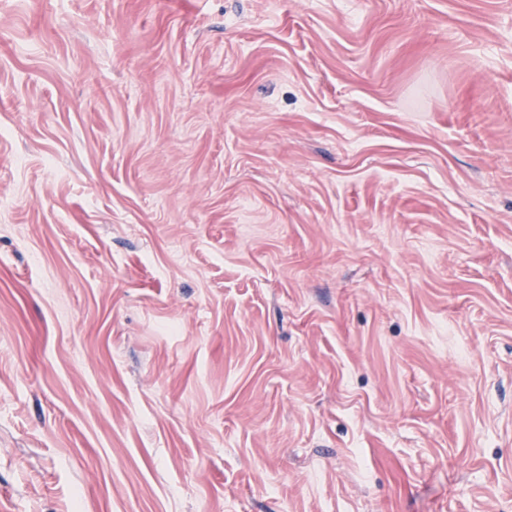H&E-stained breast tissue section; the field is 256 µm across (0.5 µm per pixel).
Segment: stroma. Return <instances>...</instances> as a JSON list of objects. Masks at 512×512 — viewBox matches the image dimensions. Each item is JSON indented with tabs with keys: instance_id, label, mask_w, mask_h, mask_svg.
<instances>
[{
	"instance_id": "stroma-1",
	"label": "stroma",
	"mask_w": 512,
	"mask_h": 512,
	"mask_svg": "<svg viewBox=\"0 0 512 512\" xmlns=\"http://www.w3.org/2000/svg\"><path fill=\"white\" fill-rule=\"evenodd\" d=\"M0 512H512V0H0Z\"/></svg>"
}]
</instances>
